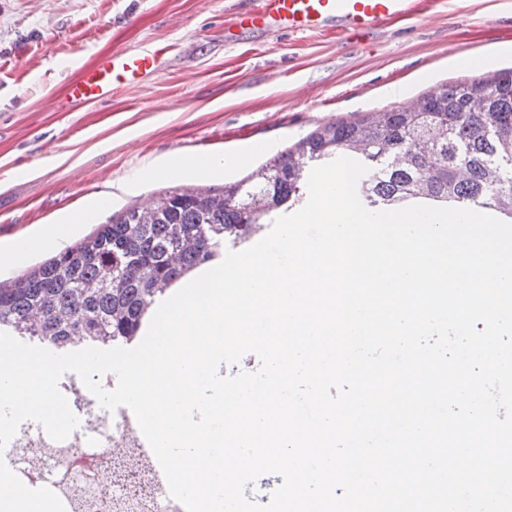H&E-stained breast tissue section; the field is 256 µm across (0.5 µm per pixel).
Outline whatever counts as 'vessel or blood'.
<instances>
[{"label":"vessel or blood","instance_id":"1","mask_svg":"<svg viewBox=\"0 0 512 512\" xmlns=\"http://www.w3.org/2000/svg\"><path fill=\"white\" fill-rule=\"evenodd\" d=\"M413 14V0H254L252 7L239 12L237 30L307 33L332 27L344 33H366L382 22ZM159 63L155 50L107 53L70 85L69 96L77 101L105 99L112 89L156 72Z\"/></svg>","mask_w":512,"mask_h":512}]
</instances>
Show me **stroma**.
<instances>
[{"label": "stroma", "mask_w": 512, "mask_h": 512, "mask_svg": "<svg viewBox=\"0 0 512 512\" xmlns=\"http://www.w3.org/2000/svg\"><path fill=\"white\" fill-rule=\"evenodd\" d=\"M250 0H0V280L56 255H8L70 223L72 245L172 188L221 190L317 126L512 70V0H437L369 34L224 35ZM159 50L162 68L102 101L65 105L99 55ZM482 59L481 68L466 59ZM224 168L143 178L178 155Z\"/></svg>", "instance_id": "35a3bbf8"}]
</instances>
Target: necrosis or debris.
Segmentation results:
<instances>
[{"label": "necrosis or debris", "instance_id": "1", "mask_svg": "<svg viewBox=\"0 0 512 512\" xmlns=\"http://www.w3.org/2000/svg\"><path fill=\"white\" fill-rule=\"evenodd\" d=\"M60 389L78 430L55 441L27 420L0 455L27 487L51 488L66 512H186L165 492L162 470L135 415L103 409L71 377L61 380Z\"/></svg>", "mask_w": 512, "mask_h": 512}]
</instances>
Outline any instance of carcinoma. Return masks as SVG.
<instances>
[{"mask_svg":"<svg viewBox=\"0 0 512 512\" xmlns=\"http://www.w3.org/2000/svg\"><path fill=\"white\" fill-rule=\"evenodd\" d=\"M340 156L370 168L357 192L371 210L426 204L512 220V71L320 126L219 193L174 188L126 210L0 282V332L58 348L132 343L158 297L225 243L244 245L304 206L311 169Z\"/></svg>","mask_w":512,"mask_h":512,"instance_id":"obj_1","label":"carcinoma"}]
</instances>
